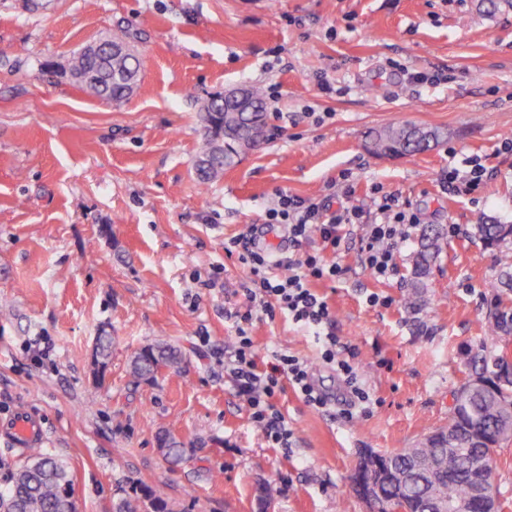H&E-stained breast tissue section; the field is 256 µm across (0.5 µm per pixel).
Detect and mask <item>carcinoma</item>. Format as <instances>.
I'll use <instances>...</instances> for the list:
<instances>
[{
    "mask_svg": "<svg viewBox=\"0 0 512 512\" xmlns=\"http://www.w3.org/2000/svg\"><path fill=\"white\" fill-rule=\"evenodd\" d=\"M140 58L105 53L90 55L80 49L73 53L70 72L83 77L82 86L99 99L121 102L129 97L133 84L139 80ZM253 111L240 112L224 102L219 93L210 98L207 128L196 160L199 178L207 183L224 175V170L234 166L247 143L239 133L248 128L256 141L266 137L268 126L267 104L261 89L249 90ZM444 140L437 128L428 130L410 124H392L375 132L371 140L372 151L380 157L398 158L432 150ZM473 233L488 248L503 253L502 268L497 287L512 290V224L492 221L476 224ZM445 233L436 227L426 228L420 235L418 249L413 257L411 289L406 303L419 305L425 289L429 287L434 263L445 245ZM512 316V305L496 297L491 306L486 330L493 336L509 334L503 328L504 320ZM112 349V338L101 333L96 339L92 355L93 374L104 375ZM181 349L168 343L148 345L136 352L130 361L131 376L149 381L162 369L175 368L181 359ZM508 359V345L501 352L488 356L479 350L472 357V374L489 381L503 376L502 368ZM458 438L464 439L471 432L480 433L485 441L471 446H444L436 441L427 447L402 448L381 454L384 469L407 472V486L401 487L391 480L378 485L384 503L381 512H425L426 490L444 499L467 498L473 492V463L488 457L494 458L497 448L512 438V423L507 421L500 399L491 393L469 395L450 408L448 425L443 427ZM158 447L173 464L186 460L195 448L187 447L171 433L158 434ZM142 499L150 512H170L164 493L156 488L142 490ZM0 509L4 512H77L73 498L72 480L66 466L58 459L40 450L31 452L30 462L11 477L9 489L0 493Z\"/></svg>",
    "mask_w": 512,
    "mask_h": 512,
    "instance_id": "carcinoma-1",
    "label": "carcinoma"
}]
</instances>
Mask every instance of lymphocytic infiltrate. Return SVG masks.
<instances>
[{"label": "lymphocytic infiltrate", "mask_w": 512, "mask_h": 512, "mask_svg": "<svg viewBox=\"0 0 512 512\" xmlns=\"http://www.w3.org/2000/svg\"><path fill=\"white\" fill-rule=\"evenodd\" d=\"M268 224L287 226L295 242L311 243L302 255L285 254L256 247L251 235L233 239L239 260L249 268L250 277L242 292L248 310L226 311L235 328V344L224 353V371L230 376L237 397L250 411V419L263 431L270 447L288 449L293 431L275 405L284 386H292L303 402L314 409L326 408L329 397L316 385L308 363L285 352L274 353L269 368H259L250 334L252 303L262 302L268 316L282 312L300 326L314 330L321 343V359L343 379L346 396L340 414L352 418L354 410L369 405L367 392L358 383L355 368L342 353L333 331L335 317L323 295L311 286L315 280H338L343 270L327 263L324 250L338 249L343 238L360 234V256L364 268L377 279H386L395 270L394 251L412 236L417 216L399 205L391 195L373 197L370 206L332 208L329 200L302 198L276 192L266 211Z\"/></svg>", "instance_id": "obj_1"}]
</instances>
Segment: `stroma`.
Here are the masks:
<instances>
[{"mask_svg":"<svg viewBox=\"0 0 512 512\" xmlns=\"http://www.w3.org/2000/svg\"><path fill=\"white\" fill-rule=\"evenodd\" d=\"M487 0H0V423L34 414L44 453L66 463L79 512H115L120 498L161 489L171 512H366L352 472L361 449L412 447L446 425L470 354L498 352L487 335L499 251L471 228L512 224V8ZM123 29L142 67L132 96L88 94L68 72L74 51ZM435 76L412 84L408 73ZM326 75L331 93L317 84ZM262 87L268 138L211 184L195 159L202 108L232 87ZM393 123L443 129L435 149L384 159L372 134ZM488 170L471 195L443 189L449 155ZM349 173L354 198L394 195L421 225L448 227L421 309L406 306L408 243L396 273L372 277L357 237L327 261L339 280L314 282L335 314L368 413L345 420L344 384L317 336L287 315L256 314L259 367L274 351L306 359L333 403L316 410L292 387L275 398L294 432L269 447L224 374L234 341L228 308L243 305L249 269L225 243L258 226L261 246L303 253L288 231L264 229L275 191L351 199L330 185ZM388 306L367 304L369 294ZM113 338L101 380L91 354ZM52 346L35 362L30 347ZM180 346L178 368L134 383L130 356ZM203 442L169 464L159 431Z\"/></svg>","mask_w":512,"mask_h":512,"instance_id":"obj_1","label":"stroma"}]
</instances>
